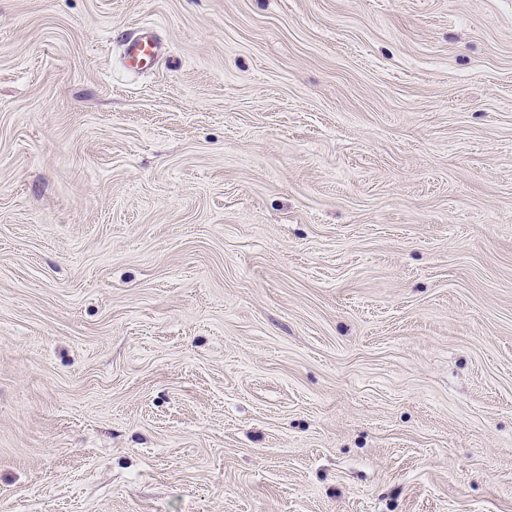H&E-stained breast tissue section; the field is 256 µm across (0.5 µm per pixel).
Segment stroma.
I'll return each instance as SVG.
<instances>
[{"label":"stroma","instance_id":"35a3bbf8","mask_svg":"<svg viewBox=\"0 0 512 512\" xmlns=\"http://www.w3.org/2000/svg\"><path fill=\"white\" fill-rule=\"evenodd\" d=\"M0 512H512V0H0ZM162 52V46L149 32H141L127 39L123 46V58L127 68L143 69Z\"/></svg>","mask_w":512,"mask_h":512}]
</instances>
